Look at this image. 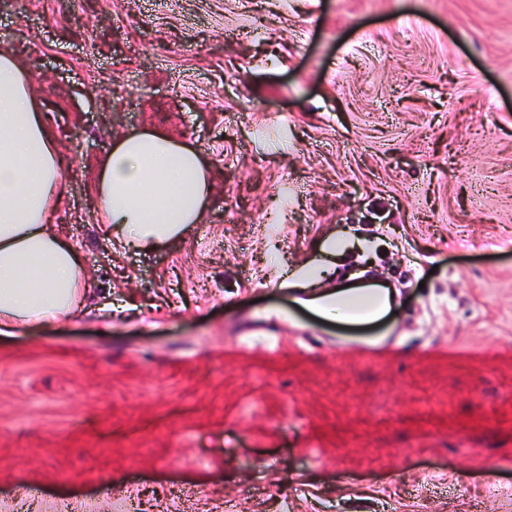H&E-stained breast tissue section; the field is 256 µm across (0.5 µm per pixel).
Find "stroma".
<instances>
[{"label": "stroma", "mask_w": 512, "mask_h": 512, "mask_svg": "<svg viewBox=\"0 0 512 512\" xmlns=\"http://www.w3.org/2000/svg\"><path fill=\"white\" fill-rule=\"evenodd\" d=\"M94 296L0 342V512H512V0H0ZM201 149V222H99L118 135ZM335 256L377 324L276 269ZM333 292L314 293L301 302L328 321L363 324L383 318L392 307L393 293L378 283L353 282Z\"/></svg>", "instance_id": "stroma-1"}]
</instances>
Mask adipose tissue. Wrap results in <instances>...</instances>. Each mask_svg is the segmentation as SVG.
<instances>
[{"label":"adipose tissue","instance_id":"ef3b65f1","mask_svg":"<svg viewBox=\"0 0 512 512\" xmlns=\"http://www.w3.org/2000/svg\"><path fill=\"white\" fill-rule=\"evenodd\" d=\"M61 158L12 52H0V337L68 317L89 294L85 258L51 222L60 202ZM211 181L198 149L158 132H132L102 161L96 192L104 222L125 246L155 250L198 223ZM393 293L355 283L305 298L328 321L383 318Z\"/></svg>","mask_w":512,"mask_h":512}]
</instances>
